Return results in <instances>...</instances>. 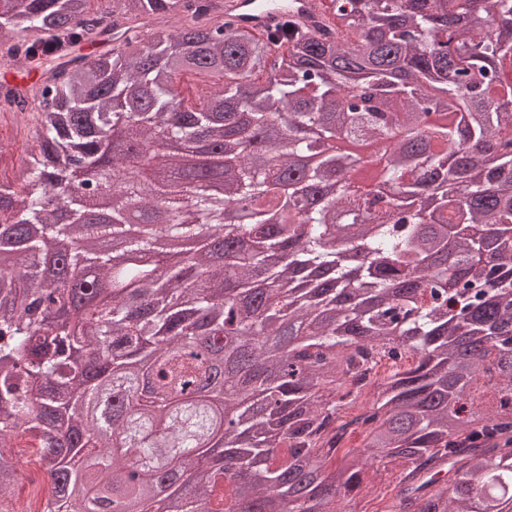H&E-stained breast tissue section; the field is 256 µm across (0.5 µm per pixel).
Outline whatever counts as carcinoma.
<instances>
[{"label": "carcinoma", "mask_w": 512, "mask_h": 512, "mask_svg": "<svg viewBox=\"0 0 512 512\" xmlns=\"http://www.w3.org/2000/svg\"><path fill=\"white\" fill-rule=\"evenodd\" d=\"M0 0V67L41 71L30 88L0 84V112H33L46 131L23 184L0 193V249L27 266L0 269V445L34 448L47 479L45 512H81L64 481L103 502L140 512H336L368 465L400 462L390 512H512V0H319L332 29L288 17L274 34L209 22L214 0ZM116 43L92 59L85 46ZM288 65L259 77L273 46ZM215 73L203 106L173 95L177 73ZM123 122L129 148L112 155ZM360 136L390 146L384 193L368 197L349 175L350 154L320 150ZM179 138L196 155L223 149L224 194L178 169L163 182L126 180L120 191L163 224L88 218L69 192L79 163L114 187L136 165L130 146ZM66 196L75 222L59 223L49 195ZM251 219L228 222L233 202ZM307 231L298 235L296 226ZM156 274L142 257L167 233L199 238ZM453 237L459 261L494 265L475 280L431 263ZM95 240L96 254L48 245ZM123 246V268L104 248ZM112 279L142 299L99 301L93 279ZM238 306L224 307V295ZM233 358L245 389L180 403ZM415 362L401 370L408 358ZM374 379L366 412L342 419L360 378ZM496 380L490 412L473 394ZM161 426L168 438L152 436ZM126 428L145 476L127 471ZM363 447L333 457L351 429ZM249 481L225 465L200 469L208 432ZM196 471L192 488L165 471L173 454ZM19 459L0 450V497L17 483Z\"/></svg>", "instance_id": "cac0c4a2"}]
</instances>
